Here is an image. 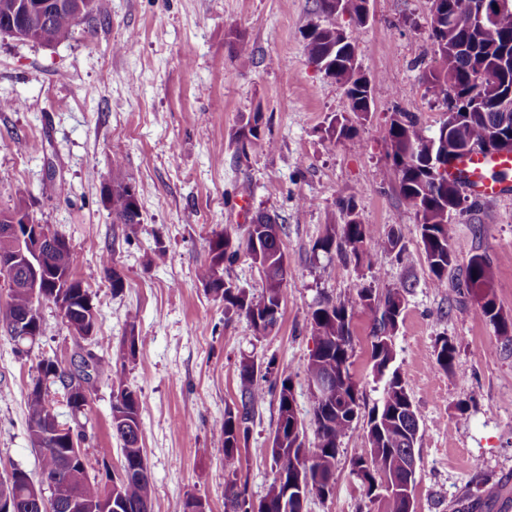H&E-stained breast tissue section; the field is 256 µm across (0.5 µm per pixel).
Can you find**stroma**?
Segmentation results:
<instances>
[{"label":"stroma","instance_id":"stroma-1","mask_svg":"<svg viewBox=\"0 0 512 512\" xmlns=\"http://www.w3.org/2000/svg\"><path fill=\"white\" fill-rule=\"evenodd\" d=\"M430 18L431 0H372L364 26L354 15L336 16L337 27L356 39L360 74L383 78L393 91L363 118L308 59L304 34L326 23L315 0H104L100 14L57 45L0 35V100L23 104L0 112V210L26 199L35 223L70 242L75 274L98 310L88 343L96 355L115 357L129 331L146 336L126 360L123 379L140 397L154 512H183L190 494L205 500L208 512H224V441L214 427L238 400L241 354L275 359L291 374L297 414L310 421L304 367L314 348L316 304L350 300L362 284L382 291L404 281L410 289L394 348L424 426L416 512H456L467 490L485 496L486 512H504L502 500L512 499V346L452 287L472 255H485L497 305L512 317V195L449 216L456 265L449 287L438 289L414 231L417 216L387 158L384 128L392 113H415L433 130L445 117L423 82L437 64ZM238 35L253 51L246 67L230 56ZM130 38L136 49L118 51ZM255 112L274 145L238 155L237 132ZM336 117L353 126L352 137L329 132ZM116 171L138 192L141 222L132 229L113 223L102 204V187ZM302 197L314 206H299ZM349 197L373 238L399 224L407 230L402 254L380 257L379 280L314 248L325 225L346 223L338 202ZM260 212L285 224L288 263L279 328L266 336L246 317L225 319L223 301L197 279L213 233L238 235ZM106 251L126 278L117 295L99 261ZM37 308L44 336L29 355L17 356L0 331V474L18 466L38 475L27 436L28 388L39 359H69L78 345L52 302ZM354 324L351 371L370 407L384 393L368 360L370 314L356 311ZM445 336L457 343L449 373L435 363ZM112 399L111 381L100 379L79 417L93 476L98 460L120 465ZM276 419L277 403L266 399L243 455L242 476L255 501L273 479ZM365 446L362 428L349 431L332 494L312 499L307 512H358L362 488L350 461Z\"/></svg>","mask_w":512,"mask_h":512}]
</instances>
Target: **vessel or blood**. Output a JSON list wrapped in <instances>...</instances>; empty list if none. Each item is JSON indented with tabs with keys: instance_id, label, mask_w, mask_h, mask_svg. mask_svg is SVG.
<instances>
[{
	"instance_id": "b4317fda",
	"label": "vessel or blood",
	"mask_w": 512,
	"mask_h": 512,
	"mask_svg": "<svg viewBox=\"0 0 512 512\" xmlns=\"http://www.w3.org/2000/svg\"><path fill=\"white\" fill-rule=\"evenodd\" d=\"M445 175L473 199L492 200L512 193V154L476 149L451 161Z\"/></svg>"
}]
</instances>
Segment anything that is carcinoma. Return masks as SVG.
Here are the masks:
<instances>
[{"label":"carcinoma","mask_w":512,"mask_h":512,"mask_svg":"<svg viewBox=\"0 0 512 512\" xmlns=\"http://www.w3.org/2000/svg\"><path fill=\"white\" fill-rule=\"evenodd\" d=\"M18 0H0V28L11 25L25 26L33 32V42L51 46L70 38L78 22L71 9L63 7L49 13L46 21L40 17L22 16L14 11ZM429 39L436 47L438 67L424 74L427 91L440 99L445 106L450 101L466 98L478 86L484 94L494 92L499 85L512 87V71L504 74L490 70L480 71L477 60L494 56L500 49L512 51V9L494 18L493 30L479 39L465 26L450 29H430ZM308 58L311 63L326 68L336 67L337 81L346 79L343 66L347 49L354 48L353 41L342 44L336 38V25L317 27L306 35ZM466 40L471 43L468 55H451L455 45ZM233 58L240 66L252 62L251 50L243 39L230 45ZM353 105L368 99L375 102L380 96L392 94L382 78L368 81V89L357 87L348 91ZM512 125V114L503 113L487 105L472 112L470 117L458 122L443 134V128L431 132L410 112H396L385 128L384 137L389 141L392 163L398 176L399 193L418 218L415 231L423 244L426 261L436 288L448 286V268L455 261L450 247L448 215L469 209L468 198L457 184L431 171L427 156L431 149L444 150L448 159L460 156L459 147L479 145L486 129L503 121ZM263 141L274 145L266 133L262 114L256 112L242 126L238 134L239 152L247 154V145ZM129 183L114 178L103 188L102 202L112 217V223L130 228L141 223L138 198L127 191ZM348 221L341 225H325L315 247L325 254L336 253L344 261L367 268L373 278L381 275L378 256L400 251L405 238L401 226L392 230L384 239L374 240L356 215L352 200L341 202ZM284 226L276 218L257 214L245 225L243 236L234 238L220 233L209 240V259L199 268L197 278L206 292L224 301V313L234 312L245 316L260 335L271 333L280 319L286 288V260L281 248ZM250 254L253 262L267 266L264 286L255 295L224 279V266L237 261L240 252ZM105 277L118 294L126 288L124 275L112 261V253L100 256ZM43 265L52 277L50 291L69 302L66 324L84 329L85 319L98 323L97 310L92 294L74 274V253L68 241L43 255ZM494 272L490 263L480 254L471 256L463 270V277L456 283L459 295L470 296L476 302L475 315L489 323L508 345L512 344V322L497 306L494 289ZM408 282L397 288L379 292L370 286H361L356 297L348 302L330 299L318 303L311 313L315 347L304 368L306 380L328 378L333 382L334 395L330 399L309 393L315 442L309 448L305 442L303 423L295 409L292 378L279 369L271 359L266 365L258 364L250 355L241 356L238 362L239 398L234 407L224 410V420L216 431L224 438V512H252L253 501L248 497L247 482L241 481L242 444L247 442L251 425L258 408L271 395L277 402V420L270 449L274 477L263 499L269 502L268 512H304L307 501L330 495L335 483L336 461L339 447L346 434L363 422L368 448L357 457L363 469L352 470L360 480L375 478L385 472L393 476L387 487L380 512H405L404 502L408 484L415 478L407 471V459L415 453L421 435L420 419L413 405L407 384L393 367L395 350L393 337L405 310ZM35 305L29 291L9 288L7 299L0 301V327L9 330L12 323L32 310ZM360 307L372 317L369 336V360L373 372L386 378L381 403L373 405L367 418L361 419L362 394L351 373L354 346L352 344V310ZM44 336L43 328L37 334L19 339L10 336L19 356L28 354L27 347L34 346ZM144 345V338L130 329L123 338L122 356L133 357ZM457 346L451 339L441 340L436 350V364L445 372L453 368ZM125 364L100 357L92 374L82 379L77 392L67 399L72 418L83 413L84 407L97 389L98 381L105 377L112 381L117 396L112 401V433L122 442V459L119 474L112 478V491L126 500L124 512H141L144 505H152V479L141 445L140 397L128 389L123 381ZM38 376L27 393L29 413L27 435L31 448L40 464V480H47L64 492H77L85 500L95 501L105 494V488L89 475L86 457L70 454V436L76 442L85 438L80 423L69 426L73 434L47 437L42 434V416L49 402L43 380L52 379L68 387L72 377L55 365L52 359L41 360L37 365ZM30 475L23 473L20 480L0 484V498L17 503L16 512H38L30 501Z\"/></svg>","instance_id":"1"}]
</instances>
